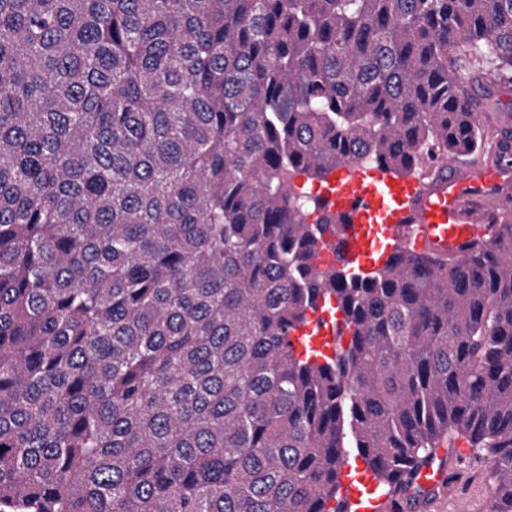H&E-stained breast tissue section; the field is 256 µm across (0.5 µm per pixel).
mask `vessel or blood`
I'll return each instance as SVG.
<instances>
[{
  "instance_id": "vessel-or-blood-1",
  "label": "vessel or blood",
  "mask_w": 512,
  "mask_h": 512,
  "mask_svg": "<svg viewBox=\"0 0 512 512\" xmlns=\"http://www.w3.org/2000/svg\"><path fill=\"white\" fill-rule=\"evenodd\" d=\"M500 174L490 169L475 177H447L433 191L420 193L416 181L388 172L373 173L342 166L321 187L326 207L340 216L343 228L336 251H322L320 259L341 258L350 270L369 272L386 260L383 240L396 237L401 225H411L419 249L439 254L460 252L478 225L494 221L500 198L494 190ZM297 347H310L334 357L345 341L332 328H320L312 336L297 332ZM377 481L371 468L344 478L342 494L353 512H391L389 497L376 496Z\"/></svg>"
}]
</instances>
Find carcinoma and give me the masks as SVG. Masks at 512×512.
I'll list each match as a JSON object with an SVG mask.
<instances>
[{"instance_id":"cac0c4a2","label":"carcinoma","mask_w":512,"mask_h":512,"mask_svg":"<svg viewBox=\"0 0 512 512\" xmlns=\"http://www.w3.org/2000/svg\"><path fill=\"white\" fill-rule=\"evenodd\" d=\"M472 81L512 0H0V512H346L353 452L424 507L458 440L512 512V219L358 278L294 188L500 163ZM319 311L316 315L311 316V324L306 326L301 331L297 332L295 336H292V340L298 348H303L307 342L305 335H310L315 321L321 316ZM308 345L311 349L320 352L322 355L333 358L336 355L339 347L344 348L346 345L343 336H336V331L331 328L329 324L326 328H320L317 333L312 336H308Z\"/></svg>"}]
</instances>
